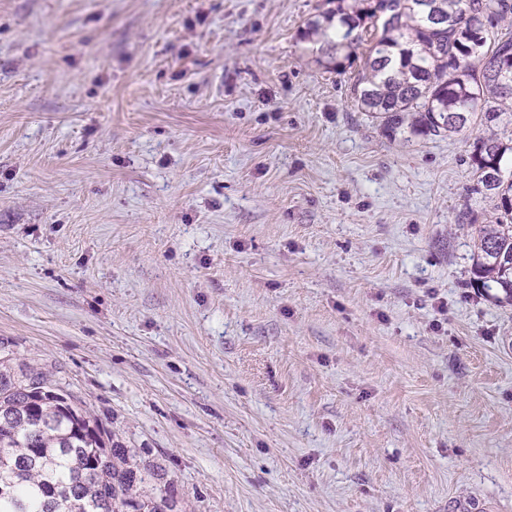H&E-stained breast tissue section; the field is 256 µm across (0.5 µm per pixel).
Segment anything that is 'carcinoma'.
<instances>
[{"label":"carcinoma","instance_id":"carcinoma-1","mask_svg":"<svg viewBox=\"0 0 512 512\" xmlns=\"http://www.w3.org/2000/svg\"><path fill=\"white\" fill-rule=\"evenodd\" d=\"M300 30L326 67L342 70L359 48L365 61L354 101L393 135L458 133L471 120L490 134L470 156L476 193L495 217L474 225L471 284L512 304V178L503 175L512 138V0H326ZM477 55L462 47L482 20ZM0 512H187L166 470L116 441L86 404L0 341Z\"/></svg>","mask_w":512,"mask_h":512}]
</instances>
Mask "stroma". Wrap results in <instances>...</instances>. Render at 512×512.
<instances>
[{"label": "stroma", "mask_w": 512, "mask_h": 512, "mask_svg": "<svg viewBox=\"0 0 512 512\" xmlns=\"http://www.w3.org/2000/svg\"><path fill=\"white\" fill-rule=\"evenodd\" d=\"M322 0H0V338L190 512H512L484 127L389 135Z\"/></svg>", "instance_id": "stroma-1"}]
</instances>
